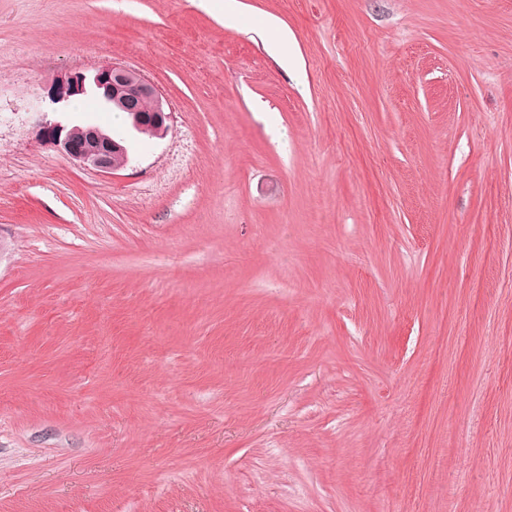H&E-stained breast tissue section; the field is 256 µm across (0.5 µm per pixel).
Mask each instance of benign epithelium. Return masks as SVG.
Returning a JSON list of instances; mask_svg holds the SVG:
<instances>
[{
    "label": "benign epithelium",
    "mask_w": 512,
    "mask_h": 512,
    "mask_svg": "<svg viewBox=\"0 0 512 512\" xmlns=\"http://www.w3.org/2000/svg\"><path fill=\"white\" fill-rule=\"evenodd\" d=\"M88 94L127 112L128 129L114 137L97 126L80 130L56 122L44 127L46 141L80 166L102 173L121 170L129 164L133 135L163 136L169 130L172 113L164 110L156 87L132 68L105 64L92 71H74L56 80L51 89L52 102L65 106L72 98Z\"/></svg>",
    "instance_id": "benign-epithelium-1"
}]
</instances>
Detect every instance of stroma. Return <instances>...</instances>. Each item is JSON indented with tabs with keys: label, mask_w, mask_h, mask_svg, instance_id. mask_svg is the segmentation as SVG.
Masks as SVG:
<instances>
[{
	"label": "stroma",
	"mask_w": 512,
	"mask_h": 512,
	"mask_svg": "<svg viewBox=\"0 0 512 512\" xmlns=\"http://www.w3.org/2000/svg\"><path fill=\"white\" fill-rule=\"evenodd\" d=\"M240 2L0 0V512H512V0ZM88 94L105 105L128 112V129L126 134L114 137L100 127L89 126L80 131L82 140H77L79 128H68L58 122L45 126L46 141L80 166L102 173L121 170L129 164L133 135L163 136L169 130L172 113L165 112L156 87L135 69L105 64L92 71H74L57 79L51 89L52 102L64 106L72 98Z\"/></svg>",
	"instance_id": "1"
}]
</instances>
